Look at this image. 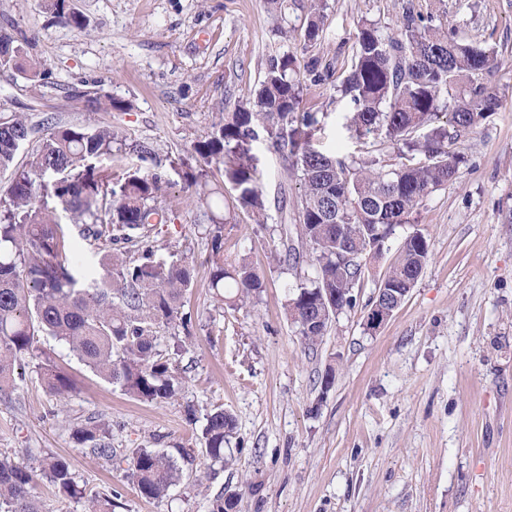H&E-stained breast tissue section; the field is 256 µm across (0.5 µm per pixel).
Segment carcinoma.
Here are the masks:
<instances>
[{"label": "carcinoma", "instance_id": "carcinoma-1", "mask_svg": "<svg viewBox=\"0 0 512 512\" xmlns=\"http://www.w3.org/2000/svg\"><path fill=\"white\" fill-rule=\"evenodd\" d=\"M57 23L81 29L85 17L68 0H46ZM325 0H309L302 51L321 39ZM30 39L15 26L0 27V69L12 68L32 77L43 64L28 56ZM352 64L335 86L349 98L350 128L359 136L383 133L399 155L417 152L423 161L387 166L370 156L343 159L310 147L317 114L303 109V87L297 55L285 52L269 59L260 86L240 97L233 111L219 110L211 130L193 143L205 164L223 167L224 179L237 191L232 209L267 227V201L252 153L257 131L263 129L300 161L301 193L298 224L282 228L274 260L295 271L287 289L285 309L305 344H318L336 310L319 302L318 289L350 291L358 287L367 258L347 247L375 238L374 231L392 232L412 223L427 196L453 179L464 157L449 150L462 134L476 128L499 107L486 82L503 61L495 49L453 36V28L436 22L433 13L412 7L396 29L383 32L372 21L360 22L352 45ZM86 98L94 112L126 111L130 102L107 94ZM445 111V125L422 139L415 133ZM33 133L25 116L0 118V169L9 167ZM118 145L112 127H43L41 144L28 162L14 170L0 193V392L16 384L15 369L30 359L45 389L64 398L72 390L69 377L54 358L40 350L38 337H50L103 380L149 404L167 403L181 390L169 356L158 349L157 328L191 317L182 313L183 300L194 283V267L184 258L166 261L144 244L138 257L127 244L144 237L155 224L169 221L162 198L168 184L160 173L137 169L115 179L112 161ZM207 174L184 176L189 197L205 202L209 223L210 287L219 296L230 290V306L258 299L263 279L246 256L224 258V224L215 212L224 200H210ZM79 225L86 239L109 246L93 276L81 273L77 259L63 257L66 234L62 224ZM429 244L420 230L405 238L383 279L405 287L421 273ZM202 440L207 456L224 461V442L235 428L224 409L204 415ZM75 442L87 453L112 460L110 424L89 417L71 428ZM32 452H0V512H40L33 493L44 477L57 492L82 498L69 462L46 455L31 466ZM183 464L194 463L189 449L159 451L141 448L127 458L128 474L141 496L166 497L183 477ZM125 508L112 490L86 499L85 512H116Z\"/></svg>", "mask_w": 512, "mask_h": 512}]
</instances>
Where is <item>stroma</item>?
Segmentation results:
<instances>
[{"label":"stroma","mask_w":512,"mask_h":512,"mask_svg":"<svg viewBox=\"0 0 512 512\" xmlns=\"http://www.w3.org/2000/svg\"><path fill=\"white\" fill-rule=\"evenodd\" d=\"M85 28L58 25L44 0H0V23L32 35L29 53L45 75L0 69V115H26L35 131L17 154L35 152L42 123L111 125L124 146L112 158L119 175L142 167L139 143L152 146L169 181L170 220L148 233L157 257L195 262L184 300L191 324L160 327L161 344L189 336L173 359L182 380L175 400L139 402L101 379L54 340L39 346L74 382L66 400L49 394L33 363L0 394V451L32 449L66 458L86 495L120 491L128 512H207L219 494L238 495V512H512V0H328L321 40L304 48V12L290 0L286 35L276 34L264 0H69ZM447 16L461 38L495 48L504 65L489 78L500 106L450 147L463 156L455 179L434 190L397 228L399 246L425 233L429 260L408 297L377 332L363 320L390 258L370 260L357 304L307 347L285 311L292 274L272 263L274 237L237 215L224 230V255L247 256L264 279L251 305H223L209 288V240L184 175L206 170L233 196L216 165L193 142L219 107L264 78L271 56L296 52L333 69L313 81L301 72L303 104L318 113L313 149L339 157H397L384 136H356L351 106L335 93L351 66L360 20L394 25L406 7ZM131 102L124 112H91L73 90ZM269 224L297 217L300 182L286 148L267 134L252 144ZM331 387H323L326 374ZM223 407L236 428L211 464L187 407ZM96 415L112 425L111 463L74 443L73 424ZM194 449L190 477L168 498L140 495L127 476L137 448Z\"/></svg>","instance_id":"obj_1"}]
</instances>
